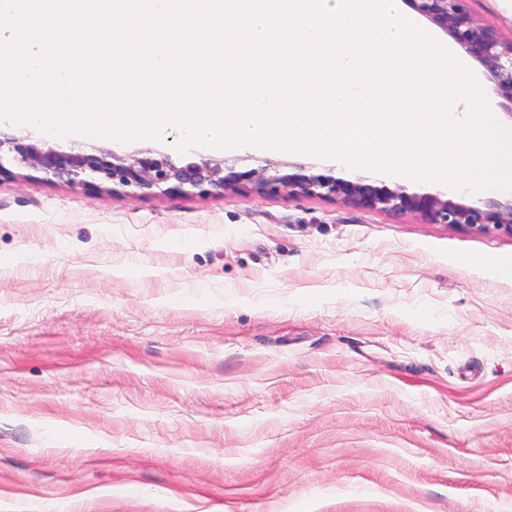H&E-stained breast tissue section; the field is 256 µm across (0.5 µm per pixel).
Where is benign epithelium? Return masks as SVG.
<instances>
[{
    "label": "benign epithelium",
    "instance_id": "benign-epithelium-1",
    "mask_svg": "<svg viewBox=\"0 0 512 512\" xmlns=\"http://www.w3.org/2000/svg\"><path fill=\"white\" fill-rule=\"evenodd\" d=\"M417 14L449 35L466 54L478 59L495 89L512 112V39L506 41L489 26L473 20L467 0H404ZM15 162L85 190L112 189L131 197L163 195H223L249 189L261 195L317 197L365 210L393 215L413 213L428 224H447L465 231H500L512 235V200L469 203L438 193L411 192L403 185L351 177L341 168L302 164L239 170L236 164L210 160L176 165L167 154L146 149L131 157L112 150L62 152L44 149L0 131V178L11 177Z\"/></svg>",
    "mask_w": 512,
    "mask_h": 512
}]
</instances>
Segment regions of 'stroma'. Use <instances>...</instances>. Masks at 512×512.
Returning a JSON list of instances; mask_svg holds the SVG:
<instances>
[{
    "label": "stroma",
    "mask_w": 512,
    "mask_h": 512,
    "mask_svg": "<svg viewBox=\"0 0 512 512\" xmlns=\"http://www.w3.org/2000/svg\"><path fill=\"white\" fill-rule=\"evenodd\" d=\"M13 172L0 512H512L511 235Z\"/></svg>",
    "instance_id": "obj_1"
}]
</instances>
